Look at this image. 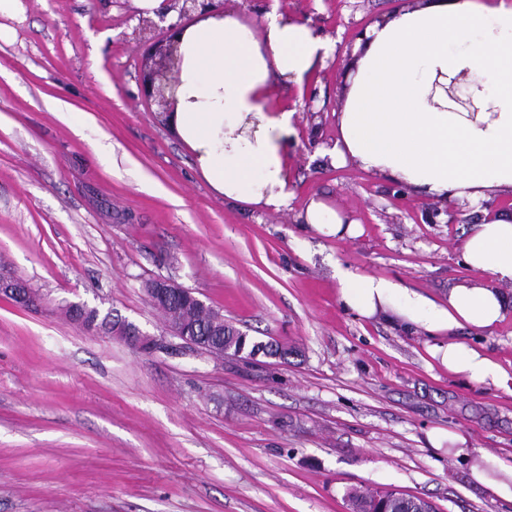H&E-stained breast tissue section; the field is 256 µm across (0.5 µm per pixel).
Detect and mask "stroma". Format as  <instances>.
<instances>
[{
	"label": "stroma",
	"instance_id": "obj_1",
	"mask_svg": "<svg viewBox=\"0 0 512 512\" xmlns=\"http://www.w3.org/2000/svg\"><path fill=\"white\" fill-rule=\"evenodd\" d=\"M408 0H245L320 28L338 46ZM136 0H17L0 13V260L43 297L0 298V512H350L354 489L421 497L436 512H512L474 480L480 454L512 464V391L451 373L437 337L344 309L337 266L404 282L439 302L474 279L462 252L494 198L466 213L411 195L320 151L338 134L346 62L329 58L303 97L287 208L225 202L140 92L152 39ZM86 113L74 130L56 102ZM67 110V111H68ZM323 196L360 224L328 238L303 225ZM435 223H426L430 211ZM168 278L227 324L288 346L287 360L217 359L170 335L144 281ZM84 303L162 339L145 352L69 321ZM456 341L512 375V313ZM442 428L463 452L434 447Z\"/></svg>",
	"mask_w": 512,
	"mask_h": 512
}]
</instances>
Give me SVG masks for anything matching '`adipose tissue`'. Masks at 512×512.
Masks as SVG:
<instances>
[{"label": "adipose tissue", "instance_id": "1", "mask_svg": "<svg viewBox=\"0 0 512 512\" xmlns=\"http://www.w3.org/2000/svg\"><path fill=\"white\" fill-rule=\"evenodd\" d=\"M335 42L304 22L269 11L246 20L234 9L188 29L180 45L179 105L169 127L225 201L286 208L288 147L301 115L281 106L278 88L304 89ZM339 135L325 156L353 160L377 177L462 208L512 196V0H423L370 25L354 49ZM464 76L482 110L458 111L445 87ZM302 223L325 237L357 236L359 226L322 197ZM488 282L450 288L446 303L386 278L337 268L338 300L363 318L383 316L441 337L431 354L452 373L500 386L512 376L482 352L453 340L512 313L498 283H512V212L485 217L463 246Z\"/></svg>", "mask_w": 512, "mask_h": 512}]
</instances>
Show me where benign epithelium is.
Wrapping results in <instances>:
<instances>
[{"label": "benign epithelium", "mask_w": 512, "mask_h": 512, "mask_svg": "<svg viewBox=\"0 0 512 512\" xmlns=\"http://www.w3.org/2000/svg\"><path fill=\"white\" fill-rule=\"evenodd\" d=\"M181 2L179 21L168 26L165 38L150 44L143 62L142 93L146 100L155 106V112L161 119L177 111L179 104L176 90L180 84L181 55L179 47L182 34L196 17L224 14V8L218 5V0H181ZM454 84L456 81L453 80L451 85L446 87L448 98L466 112L479 111L472 99H464L457 94ZM153 284L154 287L149 289V299L151 300L156 296L167 299L180 289V286L173 281L163 278L153 280ZM0 297L19 302L24 300L30 307L41 305L39 299L32 296L23 297L21 285L13 279V276L2 271L0 272ZM112 335L139 349L165 348L163 343L143 334L135 324L129 322L124 327L117 326L112 329Z\"/></svg>", "instance_id": "1"}]
</instances>
